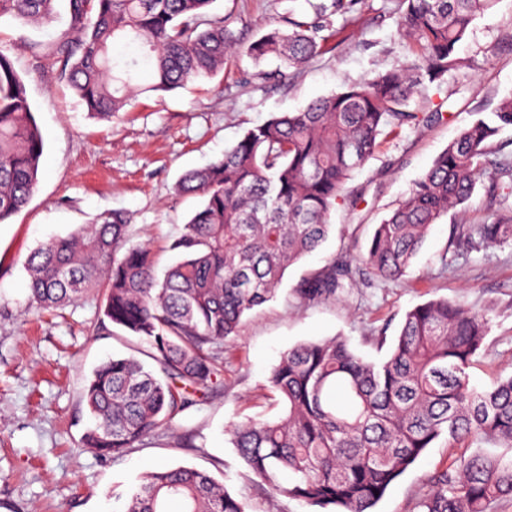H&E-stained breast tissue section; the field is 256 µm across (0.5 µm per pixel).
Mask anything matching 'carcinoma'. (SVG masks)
<instances>
[{"label": "carcinoma", "instance_id": "1", "mask_svg": "<svg viewBox=\"0 0 512 512\" xmlns=\"http://www.w3.org/2000/svg\"><path fill=\"white\" fill-rule=\"evenodd\" d=\"M57 0H0V21H52ZM217 0H66L69 28L43 56L74 90L90 118L110 122L146 92H171L224 69L240 51L280 59L265 80L322 53L336 35L333 16L354 20L365 0H307L311 13L288 16L241 47ZM498 0H399L400 28L412 58L298 112H282L249 129L206 166L186 172L178 191L201 206L169 245L178 260L158 272L147 244L130 243L127 217L106 211L65 237L41 243L24 262L30 300L40 309L65 306L104 291L100 322L147 341L151 366L131 355L96 366L82 401L94 419L81 437L102 456L122 458L168 431L177 415L224 372V342L244 316L271 300L291 265L319 248L330 215L349 206L353 172L373 157L378 138L418 129L442 116L412 107L415 92L440 89L462 66L458 44L477 16ZM134 47L151 67V82L133 83L136 59L119 64L114 47ZM512 126V96L464 128L437 156L409 195L375 225L364 252L339 253L298 288L304 301L336 300L358 286L360 272L399 280L432 226L474 193L492 165L512 189V159H499L493 138ZM44 139L24 82L0 47V224L29 202ZM512 241V207L482 224L453 226L447 250L478 251ZM489 322L445 298L405 313L381 360L355 353L344 338L298 344L267 379L282 413L231 422L234 448L260 486L304 501L319 512H372L391 484L425 449H476L432 477L419 512H490L512 498V374L477 388L469 370L484 347ZM249 512L209 474L192 467L155 469L123 512Z\"/></svg>", "mask_w": 512, "mask_h": 512}]
</instances>
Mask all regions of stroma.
Here are the masks:
<instances>
[{
    "instance_id": "stroma-1",
    "label": "stroma",
    "mask_w": 512,
    "mask_h": 512,
    "mask_svg": "<svg viewBox=\"0 0 512 512\" xmlns=\"http://www.w3.org/2000/svg\"><path fill=\"white\" fill-rule=\"evenodd\" d=\"M307 8L306 0L214 5L244 44L270 23ZM399 16L398 0H366L355 22L334 16L339 33L327 51L291 70L285 84L261 80L273 61L257 64L234 53L220 75L140 95L111 123L89 118L39 51L66 29V21L39 30L16 21L0 24V45L9 49L26 84L44 138L33 196L0 224V512H122L146 472L170 465L208 472L232 496L248 499L254 512H266V495L227 429L234 420L279 415L267 378L282 353L302 342L343 337L361 356L381 359L374 331L386 328L388 339H395L404 314L433 298L460 301L489 321L485 349L470 370L473 385L485 387L512 372V243L444 258L460 219L456 213L434 225L401 280L375 278L336 301L309 303L295 293L303 278L341 250H365L374 225L409 194L448 142L512 95V0H499L470 25L459 47L462 67L446 75L433 97L443 120L381 137L374 156L349 182L362 192L357 204L338 207L331 217L335 233L287 269L276 299L245 316L239 336L224 344L223 387L200 395L166 434L148 437L117 461L82 447L90 423L82 394L92 369L109 355L135 353L138 345L115 326L99 325L101 294L50 313L31 305L27 255L106 211L124 212L132 243H150L160 265L171 263L170 239L200 203L178 193L181 176L220 157L272 115L299 111L315 98L403 65L409 43ZM466 450L465 444L437 440L374 512H416L434 473Z\"/></svg>"
}]
</instances>
